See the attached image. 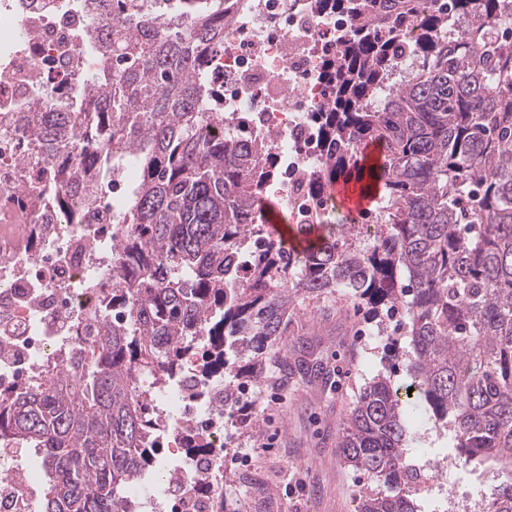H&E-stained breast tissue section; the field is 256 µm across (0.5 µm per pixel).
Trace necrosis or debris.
I'll use <instances>...</instances> for the list:
<instances>
[{
	"mask_svg": "<svg viewBox=\"0 0 512 512\" xmlns=\"http://www.w3.org/2000/svg\"><path fill=\"white\" fill-rule=\"evenodd\" d=\"M91 9L68 0L51 9L41 0H0V385L35 381L64 369L80 342L99 299L112 287V240L122 224L99 223L126 193L127 178L107 179L98 206L79 224H40L27 183L45 182L39 145L25 123L11 117V105L38 90L60 97L95 63L85 31ZM347 15H327L312 0H238L224 27V64L217 79L224 90V125L234 128L252 113V135L281 158L276 193L293 219H307L314 204L296 189L302 174L323 153L311 115L331 98L319 77L329 52L327 35L355 25ZM224 376L197 360L184 362L177 376L155 385L162 438L184 453L167 464L163 490L137 486V512H201L212 494L224 491V410L218 400ZM205 453L188 451L192 440ZM416 457L430 478L427 499L448 512H486V491L476 486L459 499L448 482L446 454L424 447ZM43 484L27 469L23 454L0 451V512H37Z\"/></svg>",
	"mask_w": 512,
	"mask_h": 512,
	"instance_id": "4bbe7bcc",
	"label": "necrosis or debris"
}]
</instances>
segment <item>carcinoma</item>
Masks as SVG:
<instances>
[{
  "label": "carcinoma",
  "instance_id": "carcinoma-1",
  "mask_svg": "<svg viewBox=\"0 0 512 512\" xmlns=\"http://www.w3.org/2000/svg\"><path fill=\"white\" fill-rule=\"evenodd\" d=\"M226 0H91L96 65L72 95L40 104L30 135L59 178L44 200L70 224L99 180L140 177L116 213L112 292L56 380L0 389V437L34 450L44 512H134L128 490L158 461L159 429L140 378L160 383L202 345L260 376L283 352L297 299L344 292L376 318L405 312L409 380L364 388L338 437L371 487L359 512H420L402 397L424 401L464 462L494 461L488 512H512V0H314L359 19L323 61L334 97L312 123L324 148L321 193L380 166L379 232L356 225L301 251L267 224L279 165L265 142L224 131L213 71ZM124 308L121 323L110 309Z\"/></svg>",
  "mask_w": 512,
  "mask_h": 512
}]
</instances>
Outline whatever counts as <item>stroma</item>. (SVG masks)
Listing matches in <instances>:
<instances>
[{
  "label": "stroma",
  "mask_w": 512,
  "mask_h": 512,
  "mask_svg": "<svg viewBox=\"0 0 512 512\" xmlns=\"http://www.w3.org/2000/svg\"><path fill=\"white\" fill-rule=\"evenodd\" d=\"M399 326L344 294L299 298L284 358L242 381L260 401L250 422L226 419L224 512H358L368 479L337 438L363 386L380 375L406 382L386 346Z\"/></svg>",
  "instance_id": "1"
}]
</instances>
